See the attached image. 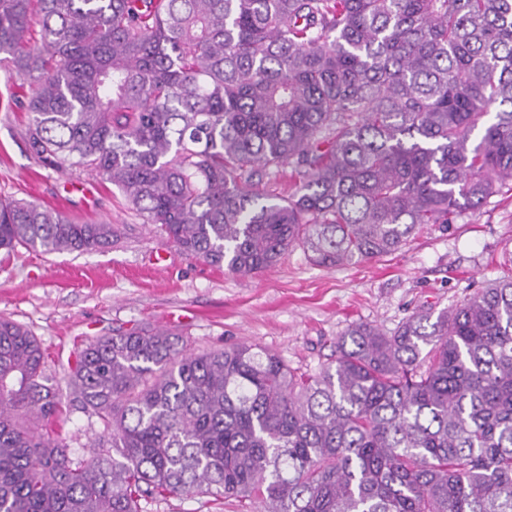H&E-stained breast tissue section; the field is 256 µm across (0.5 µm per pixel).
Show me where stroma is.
<instances>
[{"mask_svg": "<svg viewBox=\"0 0 512 512\" xmlns=\"http://www.w3.org/2000/svg\"><path fill=\"white\" fill-rule=\"evenodd\" d=\"M29 92L0 66V194L56 208L78 221L108 219L121 234L89 253L0 251V316L27 326L46 353V371L64 377L78 347L150 324L187 335L194 351L243 341L277 352L309 373L336 356L356 323L384 332L420 309L440 311L468 290L504 275L512 252V193L463 210L450 226L426 224L392 255L339 265L314 264L292 247L258 275H236L186 257L91 171L56 172L22 137ZM95 418L68 404L53 436L76 453L98 433ZM144 512H263L259 501L170 496Z\"/></svg>", "mask_w": 512, "mask_h": 512, "instance_id": "35a3bbf8", "label": "stroma"}]
</instances>
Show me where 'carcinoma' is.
Instances as JSON below:
<instances>
[{
  "label": "carcinoma",
  "instance_id": "obj_1",
  "mask_svg": "<svg viewBox=\"0 0 512 512\" xmlns=\"http://www.w3.org/2000/svg\"><path fill=\"white\" fill-rule=\"evenodd\" d=\"M0 65L29 84L24 140L46 167L98 173L235 274L296 245L320 266L385 256L512 188V0H0ZM287 167L286 197L253 182ZM116 236L0 198V249ZM71 395L100 426L86 457L46 431ZM194 494L512 512V274L389 333L350 326L315 374L144 325L82 345L57 381L0 318V512Z\"/></svg>",
  "mask_w": 512,
  "mask_h": 512
}]
</instances>
